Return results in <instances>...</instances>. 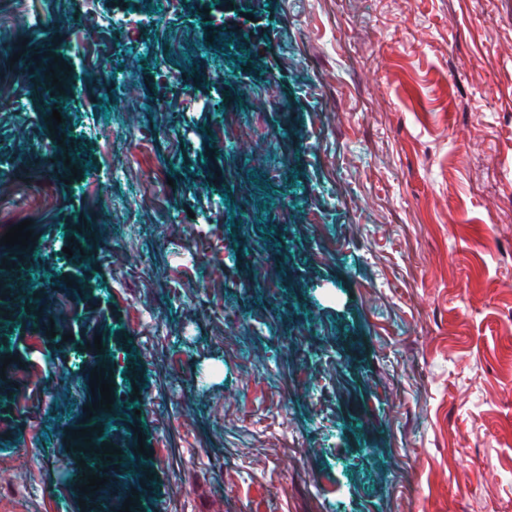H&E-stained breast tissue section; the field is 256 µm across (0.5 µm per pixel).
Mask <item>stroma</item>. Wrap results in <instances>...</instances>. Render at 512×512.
<instances>
[{
	"instance_id": "1",
	"label": "stroma",
	"mask_w": 512,
	"mask_h": 512,
	"mask_svg": "<svg viewBox=\"0 0 512 512\" xmlns=\"http://www.w3.org/2000/svg\"><path fill=\"white\" fill-rule=\"evenodd\" d=\"M21 69L0 512H512V0H23Z\"/></svg>"
}]
</instances>
